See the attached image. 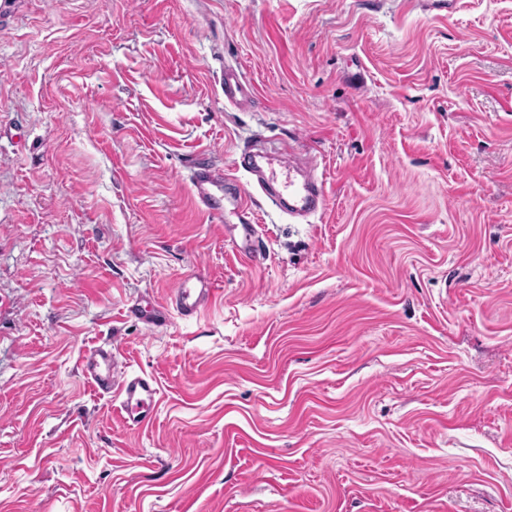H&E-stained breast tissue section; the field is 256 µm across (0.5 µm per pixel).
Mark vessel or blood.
Listing matches in <instances>:
<instances>
[{"instance_id":"b4317fda","label":"vessel or blood","mask_w":512,"mask_h":512,"mask_svg":"<svg viewBox=\"0 0 512 512\" xmlns=\"http://www.w3.org/2000/svg\"><path fill=\"white\" fill-rule=\"evenodd\" d=\"M224 101L237 108H247L258 98L254 85L234 68L224 70ZM294 158L274 161L272 156L255 148H244L240 165L256 180L261 189L288 215L307 219L322 210L325 191L321 179L293 176ZM189 182L198 208L212 220L224 226V240L249 261L263 259L260 234L254 215L242 192L233 186L232 178L223 169L202 159L190 169ZM217 295L214 279L206 268L198 267L182 277L166 302L153 303L142 321L149 326L166 322L169 314L190 320L210 305ZM119 351L111 344L89 347L80 360L83 379L103 397H115V414L125 426L137 429L155 417L159 398L157 379L148 373L130 374L118 365Z\"/></svg>"}]
</instances>
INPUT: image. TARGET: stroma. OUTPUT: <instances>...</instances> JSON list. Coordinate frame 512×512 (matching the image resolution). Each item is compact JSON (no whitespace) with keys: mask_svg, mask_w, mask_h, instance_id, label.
<instances>
[{"mask_svg":"<svg viewBox=\"0 0 512 512\" xmlns=\"http://www.w3.org/2000/svg\"><path fill=\"white\" fill-rule=\"evenodd\" d=\"M252 143L323 210L255 191ZM199 263L197 317L127 315ZM100 343L151 426L82 378ZM0 512H512V0H0ZM224 102L236 108H247L258 98L259 92L254 85L235 68L224 69ZM240 166L249 172L261 189L288 215L306 220L323 209L325 191L321 179L308 177L299 180L292 175L295 160L292 154L276 168L268 153L247 147L240 153ZM287 171L286 175L283 171ZM189 182L197 207L212 220L224 223V241L251 262L264 259L252 208L245 194L231 187L233 179L201 159L190 168ZM119 351L111 343L89 347L80 360L83 379L94 391L112 401L113 412L125 426L137 429L149 424L156 414L159 398L157 379L148 373L129 374L118 365Z\"/></svg>","mask_w":512,"mask_h":512,"instance_id":"35a3bbf8","label":"stroma"}]
</instances>
